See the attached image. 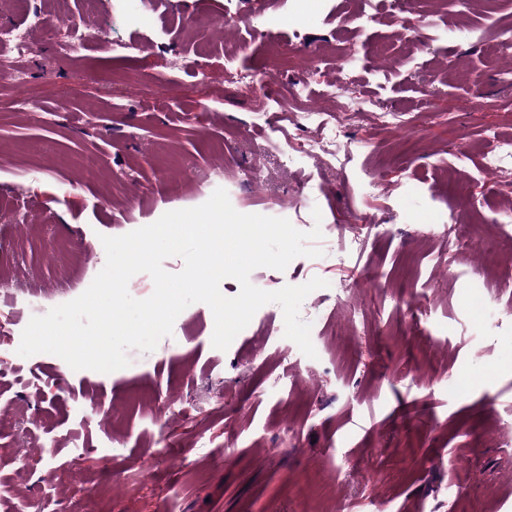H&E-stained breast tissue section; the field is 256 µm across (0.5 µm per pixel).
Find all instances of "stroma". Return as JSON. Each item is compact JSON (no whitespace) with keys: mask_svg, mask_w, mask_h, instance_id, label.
Returning a JSON list of instances; mask_svg holds the SVG:
<instances>
[{"mask_svg":"<svg viewBox=\"0 0 512 512\" xmlns=\"http://www.w3.org/2000/svg\"><path fill=\"white\" fill-rule=\"evenodd\" d=\"M369 6L243 0L260 30L307 17L301 63L279 67L245 27L183 31L203 11L221 19L224 0H126L117 26L100 0L99 25L135 45L125 57L33 38L32 106L0 94V290L13 296L0 306V512H468L475 498L512 512V174L477 171L488 131L512 138V53L486 52L512 29V0L492 13L482 0H419L364 28ZM269 68V88L231 76ZM300 79L330 89L320 110L380 102L345 129L342 161L281 163L271 126L317 134L288 101ZM271 88L280 109L257 121ZM218 188L240 213L320 227L321 256L250 274L280 288L326 280L300 307L316 358L285 338L275 303L224 351L195 303L111 373L19 355L30 300L46 312L84 293L106 263L102 236ZM451 218L471 234H437ZM355 227L358 253L346 248ZM452 480L464 489L453 500Z\"/></svg>","mask_w":512,"mask_h":512,"instance_id":"stroma-1","label":"stroma"}]
</instances>
